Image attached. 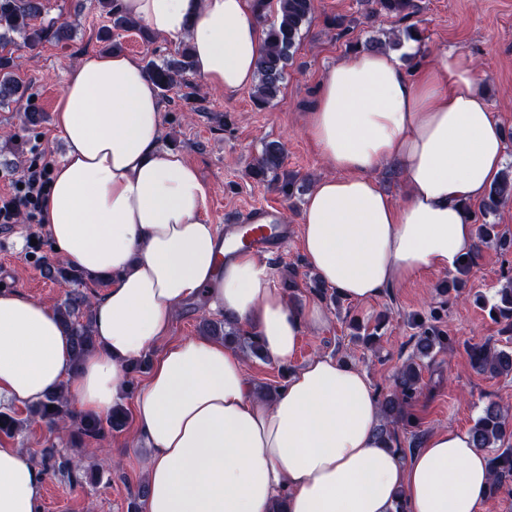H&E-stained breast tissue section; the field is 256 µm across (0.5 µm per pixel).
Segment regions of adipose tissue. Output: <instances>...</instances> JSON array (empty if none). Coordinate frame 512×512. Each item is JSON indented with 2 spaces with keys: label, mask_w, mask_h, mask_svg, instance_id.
<instances>
[{
  "label": "adipose tissue",
  "mask_w": 512,
  "mask_h": 512,
  "mask_svg": "<svg viewBox=\"0 0 512 512\" xmlns=\"http://www.w3.org/2000/svg\"><path fill=\"white\" fill-rule=\"evenodd\" d=\"M113 7L157 36L189 39L211 88L256 83L264 26L253 0ZM161 112L135 57L91 52L72 69L54 114L69 150L44 227L70 267L111 285L92 297L96 345L78 361L52 309L0 291V398L32 405L63 386L77 412L103 415L121 401L130 365L150 358L134 398L135 436L150 450L143 512H478L490 471L470 434L436 431L401 462L354 367L311 358L269 401L224 341L173 339L181 305L200 301L285 363L327 315L274 288L265 258L225 256L204 220L205 183L181 152L160 146ZM304 130L330 173L305 197L302 256L342 298L453 270L471 250L467 206L503 171L507 145L470 55L437 51L408 70L391 49L340 60ZM387 165L402 173L403 204L377 178ZM42 485L20 449L0 446V512H39Z\"/></svg>",
  "instance_id": "1"
}]
</instances>
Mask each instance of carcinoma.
I'll use <instances>...</instances> for the list:
<instances>
[{
    "mask_svg": "<svg viewBox=\"0 0 512 512\" xmlns=\"http://www.w3.org/2000/svg\"><path fill=\"white\" fill-rule=\"evenodd\" d=\"M113 0H99L103 11L110 18L112 27L107 29L105 37L113 40L112 48H119L116 38L123 32L136 31L146 35L144 26L137 20L124 16L112 6ZM313 0H277L274 19L267 24L265 51L258 60V79L252 91V98L257 107L271 104L281 92L287 74L288 63L292 60L301 37L304 25L311 20ZM375 12L401 20H406L416 13L414 0H374ZM40 0H0V100H8L18 93L21 87L16 79V64L7 46L14 43L13 35L22 37L28 48L40 45L53 38L57 41L69 37L67 26L60 24L37 25L40 16ZM146 69L161 93L166 94L180 84L184 73L193 69L191 46L181 45L180 58L157 63L148 61ZM284 147L277 141L265 144L260 156L249 166V175L257 182L277 184L278 191L288 200L296 196L300 186L292 177L280 178L279 171L283 164ZM512 202V164L506 166L489 187L481 200L478 211L473 213L475 242L466 259L459 262L455 274L448 280L445 293L460 295L467 287L469 274L480 258L482 247L489 244L501 250H512V240L504 238L497 225L489 217L499 209ZM504 282L498 288L493 301L478 297V303L492 313V319L505 324V332L512 333V274L503 275ZM62 326L72 339L74 362H79L84 353L95 347L93 335V316L91 299L88 295L76 292L63 305L56 309ZM206 332L223 339L233 336L237 344L251 355L261 358L260 344L253 336L241 333L237 323L225 318L220 321L207 320ZM448 337L433 324L421 326L416 336V350L422 357L429 356L437 347H444ZM472 367L481 374L491 377H508L512 375V350L494 348L484 344L468 347ZM421 365L412 359L407 360L399 369L394 386L388 392H380L381 412L388 418L402 423L408 421L407 410L421 393ZM53 409H48V406ZM130 417L123 403H117L104 416H85L76 413L65 391L50 394L45 401L27 408L24 418L5 409L0 411V435L14 437L24 425L40 422L50 430L68 428L73 437L89 445L101 440L106 433L125 429ZM475 447L488 452L491 470V482L487 497L493 498L502 491L512 489V446L503 447V441L512 437V415L498 404L486 405L470 429Z\"/></svg>",
    "mask_w": 512,
    "mask_h": 512,
    "instance_id": "carcinoma-1",
    "label": "carcinoma"
}]
</instances>
